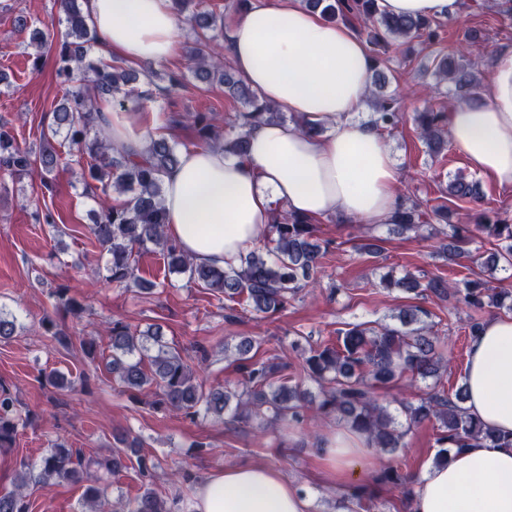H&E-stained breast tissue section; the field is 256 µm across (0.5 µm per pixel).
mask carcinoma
<instances>
[{
	"label": "carcinoma",
	"instance_id": "1",
	"mask_svg": "<svg viewBox=\"0 0 512 512\" xmlns=\"http://www.w3.org/2000/svg\"><path fill=\"white\" fill-rule=\"evenodd\" d=\"M57 3L60 21L65 25L56 57V74L64 90L62 103L54 109L50 133L42 136L36 151L21 147L9 123L0 121V170L21 180L32 176L38 168L41 182L49 186V175L62 159V153L55 147L56 138L61 136V145L68 148V154L86 161L82 173L85 191L101 204L98 219L90 225V233L104 260L93 268L94 275L116 286L140 288L136 257L140 251L153 247L160 250L171 271L223 295L226 301L243 302L257 313L285 308L290 298L313 283L330 245V241L317 237L315 220L288 212L274 213L270 224L274 246L264 255L252 250L241 257L238 265L227 268L197 263L179 250L165 234L162 181V175L179 162L176 148L163 137L150 138L143 152L113 146L103 126L101 102L107 99L124 106L126 100L118 99V95L124 94L132 97L135 108L142 109L156 98V92L169 93L182 87L181 79L170 76L169 86L164 89L151 80L145 87L137 84L135 75L92 56L91 49L98 35L88 21L84 0H57ZM176 4L181 20L200 28L194 44L187 49L190 67L200 77L224 85V92L245 106V111L225 121L229 132L224 135L215 130L206 114L197 115L200 144L219 147L228 156L243 157L248 152V127L260 121H284L286 115L261 103L257 92L215 58L213 46L224 35L223 16L205 10L203 0H176ZM305 6L320 12L330 22L362 21L366 42L373 53L378 47L415 39L432 41L439 27L434 18L389 16L380 9L377 0H305ZM18 26L22 30L31 29V42L39 46L51 37L28 22L24 15L19 17ZM479 41L477 33L468 32L458 45L436 52L433 58L436 84L431 88L434 96L468 100L480 97L479 63L466 56ZM372 59V84L378 93L370 123L380 131H392L406 120V113L402 110L401 96L385 91L388 76L380 67L378 56ZM411 120L430 151L440 154L447 150L446 112L426 107L412 113ZM112 193L123 200L110 199ZM448 195L457 202H481L477 181L461 171L449 180ZM434 220L446 223V227L435 229V234L441 237L440 247L447 252L448 260L458 263L469 257L464 245L479 232L502 242L500 248L483 257L481 267L492 273L512 268V217L508 214L484 212L473 226L450 224L448 205L431 206L410 200L397 213L393 230L400 234L418 232ZM381 283L405 292L424 288L434 294H456L473 312L468 321L470 336L480 329L483 310L500 309L508 299L488 287V281L480 276L463 281L461 288L440 277H432L423 285L410 273L398 280L384 276ZM55 309L78 314L82 306L61 288ZM426 316L424 309L409 306L400 310L396 325L351 324L337 331L336 343L310 347L304 353L303 370L320 386L321 396L316 403L307 400L299 385L277 378L274 366L251 361L249 341L238 344L234 353L224 349V357L241 363L245 370L242 392L233 394L222 388L205 392L182 352L163 341L160 329L151 328L137 334L121 320L112 321L109 330L112 353L107 369L126 390L142 392L152 388L160 396L159 403L193 420L221 418L228 413L232 420L242 422L264 415L272 426L286 431L292 426L334 416L365 436L372 447L394 459L412 428L434 420L439 423L436 442L440 447L435 462L440 463L448 459L451 446L464 448L480 439L498 443L501 437L484 429L467 412L463 406L465 387H459L452 397L448 395L441 381L443 362L436 350L435 332L433 325L424 320ZM405 377L412 382L431 379L433 385L417 399L401 392L397 404L404 420L400 421L379 403L375 386ZM19 425L16 400L1 390L0 449L12 447ZM127 441L132 449L114 448L106 457L87 458L60 442L36 465L21 461L14 490L0 494V512H25L23 498L29 485L52 487L60 482L86 483L84 499L88 510L95 512L108 477L133 467L142 475L149 471V458L140 453L138 438L119 439L121 443ZM376 481L403 487L408 500L413 495L407 488L410 475L397 464L381 469ZM112 512H167V501L161 492L148 487L129 505L117 501Z\"/></svg>",
	"mask_w": 512,
	"mask_h": 512
}]
</instances>
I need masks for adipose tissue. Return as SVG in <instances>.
Returning a JSON list of instances; mask_svg holds the SVG:
<instances>
[{
	"label": "adipose tissue",
	"mask_w": 512,
	"mask_h": 512,
	"mask_svg": "<svg viewBox=\"0 0 512 512\" xmlns=\"http://www.w3.org/2000/svg\"><path fill=\"white\" fill-rule=\"evenodd\" d=\"M86 11L105 52L150 64L175 50L173 0H87ZM224 45L261 99L294 119L252 126L242 158L181 151L163 177L168 239L194 260L225 268L262 239L277 202L313 218L393 223L401 174L377 129L356 118L372 67L357 33L294 0H258L225 27ZM102 110L114 143L145 146L154 113L107 102ZM304 121L323 134L303 133ZM448 136L471 170L512 187L511 44L491 54L484 101L450 109ZM465 382L467 411L494 433H512V317H490L471 339ZM372 454L358 436H328L330 481H358ZM191 512H308V503L281 472L254 463L208 475ZM411 512H512V446L474 441L431 467L415 485Z\"/></svg>",
	"instance_id": "adipose-tissue-1"
}]
</instances>
